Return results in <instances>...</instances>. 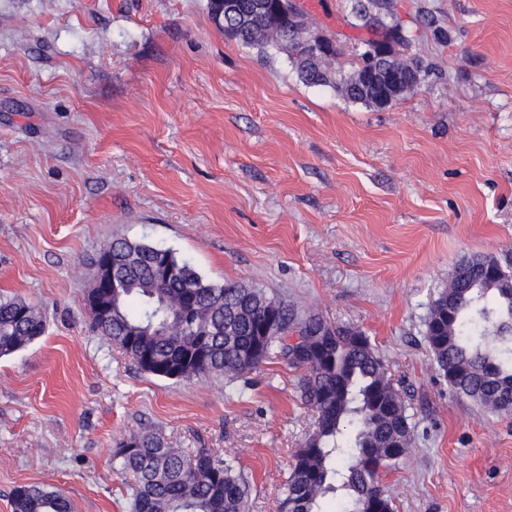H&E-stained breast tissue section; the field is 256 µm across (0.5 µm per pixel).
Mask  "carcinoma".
<instances>
[{
    "label": "carcinoma",
    "instance_id": "cac0c4a2",
    "mask_svg": "<svg viewBox=\"0 0 512 512\" xmlns=\"http://www.w3.org/2000/svg\"><path fill=\"white\" fill-rule=\"evenodd\" d=\"M235 41L286 51L288 12L265 16L258 0H237ZM375 0H355L352 27L380 36L370 18ZM125 287L107 293L88 288L93 331L117 346L142 371L164 379L224 377L236 380L274 357L302 371L300 402L318 420L293 460L278 512H394L380 494V475L399 467L413 442L409 394L395 383L370 337L350 325H330L310 310L261 288L216 283L172 249L118 238L108 243ZM180 270L159 275L162 259ZM432 303L426 342L456 394L479 409L512 412V274L488 256L462 263ZM276 334L264 336L268 318ZM46 330L25 299H0V357L14 354ZM302 341L292 346L288 337ZM117 470L135 478L130 512H247L250 483L234 459L208 448H172L156 432L116 443ZM13 512H72L68 498L46 485H23Z\"/></svg>",
    "mask_w": 512,
    "mask_h": 512
}]
</instances>
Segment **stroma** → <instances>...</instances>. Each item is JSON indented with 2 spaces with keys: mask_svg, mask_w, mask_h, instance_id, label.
<instances>
[{
  "mask_svg": "<svg viewBox=\"0 0 512 512\" xmlns=\"http://www.w3.org/2000/svg\"><path fill=\"white\" fill-rule=\"evenodd\" d=\"M351 5L306 9L347 72ZM208 7L0 0V296L46 322L0 358V512L25 484L128 512L113 450L146 430L238 460L250 512H276L314 427L279 360L167 380L93 332L88 262L116 236L370 336L411 393L414 443L383 475L395 512H512V413L457 396L425 341L463 259L512 260V0H389L429 71L382 109L226 40Z\"/></svg>",
  "mask_w": 512,
  "mask_h": 512,
  "instance_id": "stroma-1",
  "label": "stroma"
}]
</instances>
